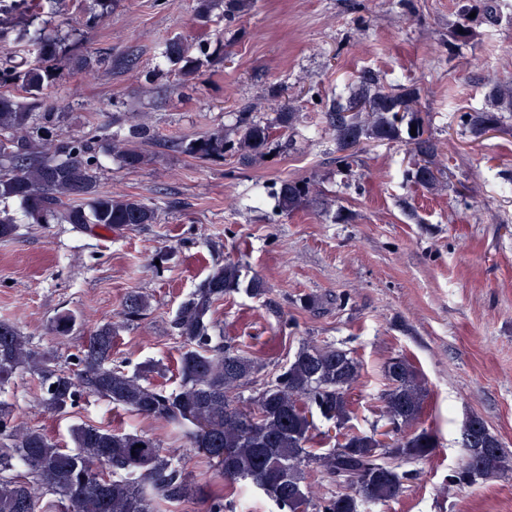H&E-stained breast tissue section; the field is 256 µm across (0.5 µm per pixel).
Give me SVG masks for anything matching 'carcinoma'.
<instances>
[{
  "label": "carcinoma",
  "mask_w": 512,
  "mask_h": 512,
  "mask_svg": "<svg viewBox=\"0 0 512 512\" xmlns=\"http://www.w3.org/2000/svg\"><path fill=\"white\" fill-rule=\"evenodd\" d=\"M509 0H461L459 20L451 31L458 42L474 34L470 13L481 12L485 22L500 18ZM247 0H198L197 22L204 26L214 10L232 18L245 10ZM39 14L33 0H0V48L7 40L24 42L34 59L23 68L0 69V84H13L27 98L0 93V203L16 200L34 224L56 221L84 229H123L153 224L157 209L119 192H101L99 160L83 137L50 138L32 142L28 129L41 108L40 95L56 82L59 71L73 67L95 71L100 60L66 47L74 28L64 36L32 29ZM162 56L191 83L209 56L199 55L178 40L169 41ZM490 106L464 111L460 125L474 135L498 127L502 112H512V78L496 79L490 88ZM420 89L391 88L371 73H362L346 103L327 110L329 130L336 141V164L351 163L352 141L402 142L418 156L411 181L435 187L443 162L417 105ZM275 117L266 123L249 112L236 116V132L199 136L183 151L199 159L238 156L244 165L263 159L272 149L274 130L290 127L296 108L289 100L275 101ZM416 133H411V126ZM153 138L148 126L134 124L129 137L112 135L113 149L122 165L136 170L149 158L137 143ZM312 184L285 180L276 191V208L283 214L308 200ZM16 219L0 209V239L15 235ZM252 295L265 291L259 279L244 282L240 263L226 259L214 264L207 276L182 302L174 328L183 338L175 359L179 386L167 390L145 381L144 372L130 373L112 360L116 329L98 326L75 355V368L64 370L55 356L34 348L18 327L0 322V387L17 373L39 379L36 406L43 412H69L85 396H96L135 416L150 418L186 439L189 451L206 457L213 477L224 489L204 500L205 512H233L225 503L244 485L267 495L277 512H360L366 503L385 506L398 499L415 478L407 465L431 456L437 441L433 432L414 429L424 404V388L414 364L396 357L384 367L388 389L380 417L392 427L390 442L382 444L376 431L346 432L343 442L324 448L316 434L314 414L345 427L352 413L350 391L360 376V361L353 352L332 345H302L274 381L240 404L237 390L253 379L260 366L251 357L221 344H212L209 314L224 297L240 290ZM150 308L149 297L134 292L126 298L122 318L133 322ZM75 318L61 314L53 332L67 336ZM478 438L464 445V459L453 475L459 485L502 477L512 472V455L472 417ZM71 447L60 445L39 429L14 424L9 407L0 403V512H156L160 502H181L196 496L182 457L166 450L150 436L120 425L77 424L69 431ZM333 487L316 496L311 477ZM57 497L47 501L46 495Z\"/></svg>",
  "instance_id": "1"
}]
</instances>
